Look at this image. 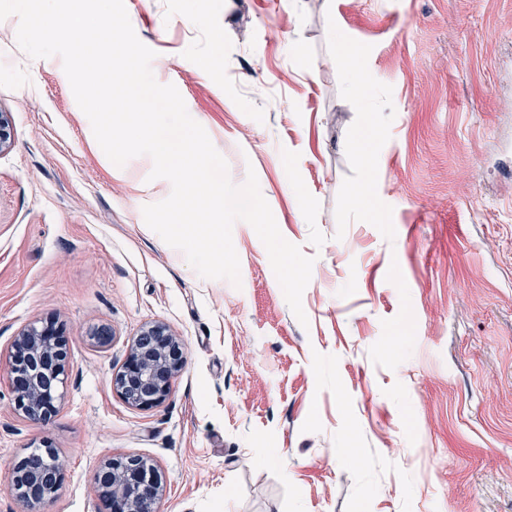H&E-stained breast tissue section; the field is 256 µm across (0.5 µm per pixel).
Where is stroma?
<instances>
[{"mask_svg": "<svg viewBox=\"0 0 512 512\" xmlns=\"http://www.w3.org/2000/svg\"><path fill=\"white\" fill-rule=\"evenodd\" d=\"M125 7L156 81L313 258L308 321L251 225L232 230L237 287L152 231L142 208L170 182L143 155L113 177L61 57L0 21V512H21L12 468L44 441L65 479L43 512H101L95 472L127 454L156 463L161 512H512V0ZM341 41L363 51L364 99ZM50 317L70 367L41 425L13 407L8 352ZM153 323L186 363L141 410L112 376ZM338 57L346 71L345 90L350 96L363 98L366 88V73L361 69L359 58L361 50L352 45L339 43Z\"/></svg>", "mask_w": 512, "mask_h": 512, "instance_id": "1", "label": "stroma"}]
</instances>
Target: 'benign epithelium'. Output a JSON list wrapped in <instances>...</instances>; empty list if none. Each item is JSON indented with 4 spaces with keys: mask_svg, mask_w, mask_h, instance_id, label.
Returning <instances> with one entry per match:
<instances>
[{
    "mask_svg": "<svg viewBox=\"0 0 512 512\" xmlns=\"http://www.w3.org/2000/svg\"><path fill=\"white\" fill-rule=\"evenodd\" d=\"M13 128L0 113V153L11 146ZM9 384L15 410L31 422L44 423L58 411L63 396L68 342L53 321L25 325L10 347ZM186 351L164 324L142 328L132 341L122 368L112 377L114 390L128 404L149 409L170 395L172 381L182 370ZM29 454L13 468L12 487L22 512H40L64 480V467L50 450ZM94 483L105 512H159L164 494L157 466L139 455L108 456L99 465Z\"/></svg>",
    "mask_w": 512,
    "mask_h": 512,
    "instance_id": "7a95c632",
    "label": "benign epithelium"
}]
</instances>
